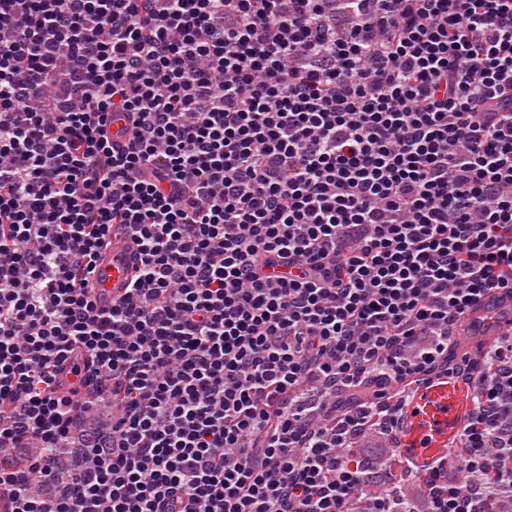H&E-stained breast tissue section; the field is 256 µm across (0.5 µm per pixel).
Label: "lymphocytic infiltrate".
<instances>
[{
	"mask_svg": "<svg viewBox=\"0 0 512 512\" xmlns=\"http://www.w3.org/2000/svg\"><path fill=\"white\" fill-rule=\"evenodd\" d=\"M117 225L139 267L102 312ZM502 288L512 0H0L6 512H416L355 445L455 378L459 447L402 475L497 512L512 331L452 329Z\"/></svg>",
	"mask_w": 512,
	"mask_h": 512,
	"instance_id": "f902f5d3",
	"label": "lymphocytic infiltrate"
}]
</instances>
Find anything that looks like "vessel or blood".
<instances>
[{"label": "vessel or blood", "mask_w": 512, "mask_h": 512, "mask_svg": "<svg viewBox=\"0 0 512 512\" xmlns=\"http://www.w3.org/2000/svg\"><path fill=\"white\" fill-rule=\"evenodd\" d=\"M134 251V244L127 238L110 239L100 249L89 280L98 309H111L113 298L123 295L128 288L134 274ZM494 310L511 311L512 295L500 290L484 296L460 318L456 334L461 347H469L471 337L492 335L487 316Z\"/></svg>", "instance_id": "1"}]
</instances>
